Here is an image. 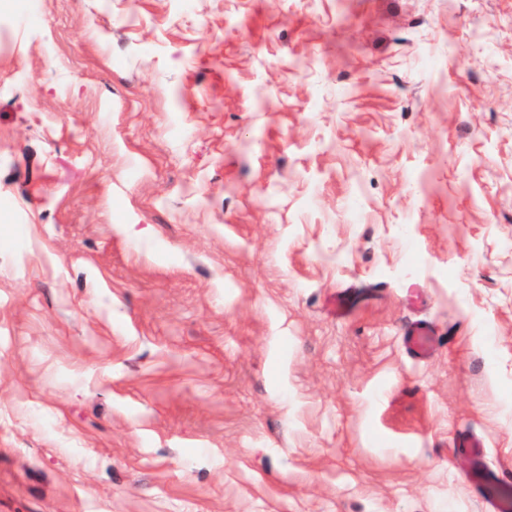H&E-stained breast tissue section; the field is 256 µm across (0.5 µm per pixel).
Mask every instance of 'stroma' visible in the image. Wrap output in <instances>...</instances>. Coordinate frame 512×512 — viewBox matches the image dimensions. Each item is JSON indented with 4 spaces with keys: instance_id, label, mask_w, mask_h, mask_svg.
<instances>
[{
    "instance_id": "35a3bbf8",
    "label": "stroma",
    "mask_w": 512,
    "mask_h": 512,
    "mask_svg": "<svg viewBox=\"0 0 512 512\" xmlns=\"http://www.w3.org/2000/svg\"><path fill=\"white\" fill-rule=\"evenodd\" d=\"M469 433L512 0H0V512H486ZM435 342L431 327L427 324H414L404 334L403 343L407 352L414 358L426 359Z\"/></svg>"
}]
</instances>
